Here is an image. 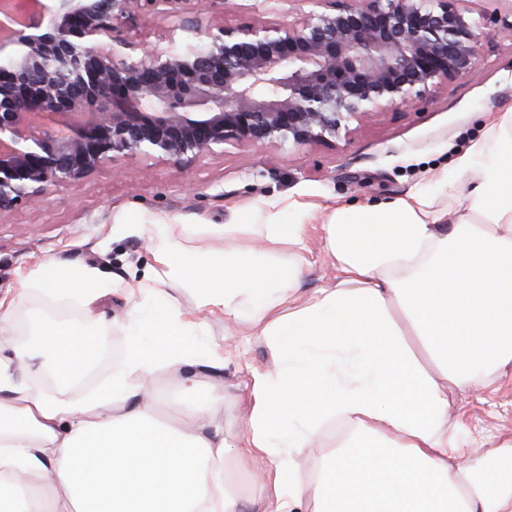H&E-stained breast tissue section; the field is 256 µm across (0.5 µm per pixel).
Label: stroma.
<instances>
[{
    "mask_svg": "<svg viewBox=\"0 0 512 512\" xmlns=\"http://www.w3.org/2000/svg\"><path fill=\"white\" fill-rule=\"evenodd\" d=\"M460 7L481 33L471 72L427 89L410 103L385 105L372 120L352 125L335 142L229 145L223 153L182 165L129 156L79 182L51 188L37 204L23 202L0 213V295L11 300L16 327L31 323L38 312L63 321L83 320L78 305L47 301L22 281L35 276L50 258L72 266L93 265L117 286L101 300L98 312L112 324L111 350L122 352L131 335L130 306L138 305L145 317L160 308L128 293L144 282L154 264L141 227L145 216L174 217L187 230L184 243L189 249L219 253L223 239L202 233V226L233 222L257 200L288 196L323 205H367L455 179L456 156L483 137L493 113L512 110V40L503 35L506 20L512 19V0H462ZM308 8L307 0H224L210 21L217 26L281 22ZM169 24V18L139 14L120 21L115 34L162 48ZM308 246L301 278L306 298L333 280L323 258L320 229L310 230ZM175 298L184 310L206 321L204 331L192 338L200 362H208L214 352L224 354V425L240 468H252L240 425L249 411L246 385L253 369L273 367L274 352L247 321L225 324L222 314L198 308L189 290ZM179 377L176 369L154 373V411L161 423H173L180 415L175 398ZM448 421L478 429L482 453L512 436V372L480 394L454 392Z\"/></svg>",
    "mask_w": 512,
    "mask_h": 512,
    "instance_id": "1",
    "label": "stroma"
}]
</instances>
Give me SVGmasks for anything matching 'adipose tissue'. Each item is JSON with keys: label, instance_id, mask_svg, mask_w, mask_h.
<instances>
[{"label": "adipose tissue", "instance_id": "1", "mask_svg": "<svg viewBox=\"0 0 512 512\" xmlns=\"http://www.w3.org/2000/svg\"><path fill=\"white\" fill-rule=\"evenodd\" d=\"M316 222L335 277L306 300L305 259L280 256ZM171 224L149 220L158 271L147 293L166 308L135 318L136 337L108 376L77 389L107 347L103 323L38 317L35 342L0 359V512H244L242 478L274 495L275 512H512V440L465 460L469 433L448 423L449 387L512 369V110L436 190L358 207L260 201L247 223L208 225L230 244L215 256L186 248ZM249 231L265 254L240 243ZM28 285L76 300L88 317L112 290L97 267L53 260ZM186 288L225 320L248 314L275 348L276 366L253 371L247 386L244 442L256 467L243 476L208 397L224 362L194 369L196 325L173 298ZM34 367L52 392L27 383ZM160 367L186 371L194 407L181 424L153 416ZM331 421L353 441L303 480L300 462Z\"/></svg>", "mask_w": 512, "mask_h": 512}]
</instances>
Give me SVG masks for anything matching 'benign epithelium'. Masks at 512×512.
Here are the masks:
<instances>
[{
  "label": "benign epithelium",
  "instance_id": "1",
  "mask_svg": "<svg viewBox=\"0 0 512 512\" xmlns=\"http://www.w3.org/2000/svg\"><path fill=\"white\" fill-rule=\"evenodd\" d=\"M0 0V211L139 155L172 164L228 143H327L467 75L477 25L453 0H306L292 22L215 28L223 0ZM175 18L167 50L114 35Z\"/></svg>",
  "mask_w": 512,
  "mask_h": 512
}]
</instances>
